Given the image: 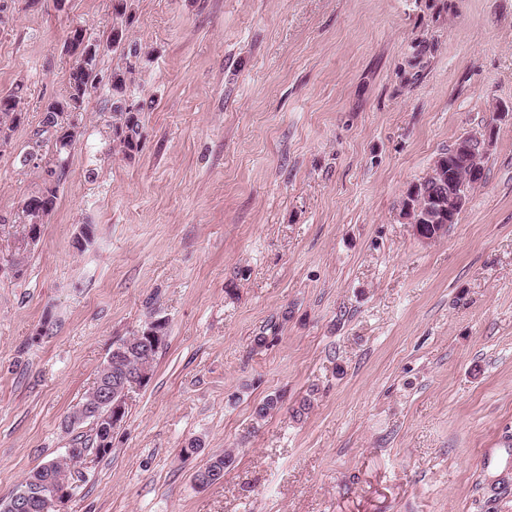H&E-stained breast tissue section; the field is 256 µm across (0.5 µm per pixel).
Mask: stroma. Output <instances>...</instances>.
Listing matches in <instances>:
<instances>
[{
  "instance_id": "1",
  "label": "stroma",
  "mask_w": 512,
  "mask_h": 512,
  "mask_svg": "<svg viewBox=\"0 0 512 512\" xmlns=\"http://www.w3.org/2000/svg\"><path fill=\"white\" fill-rule=\"evenodd\" d=\"M5 4L0 94L25 119L0 145V498L91 439L65 415L161 317L151 380L63 512H512V0H132L142 150L111 152L92 91L29 247L45 172L23 157L66 93L68 31L106 40L112 0ZM490 122L484 181L419 240L408 186ZM48 178L44 179L43 187L41 190L28 197L22 207V222L21 224L28 225L27 234L31 242H36L39 238V225L44 224L45 219L53 211L59 191L58 176L55 170L47 171Z\"/></svg>"
}]
</instances>
